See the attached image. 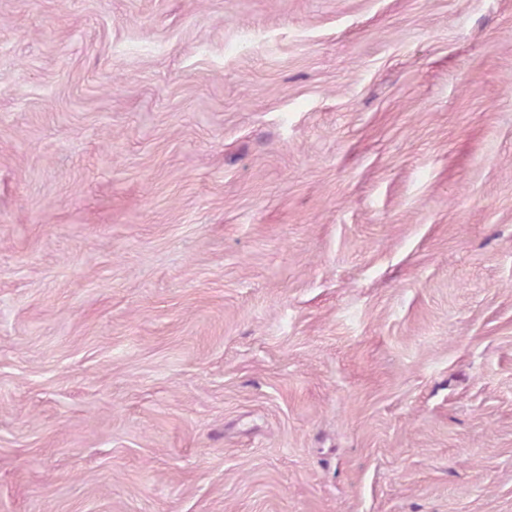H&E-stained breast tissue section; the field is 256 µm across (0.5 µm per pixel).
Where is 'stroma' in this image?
<instances>
[{
	"mask_svg": "<svg viewBox=\"0 0 512 512\" xmlns=\"http://www.w3.org/2000/svg\"><path fill=\"white\" fill-rule=\"evenodd\" d=\"M0 512H512V0H0Z\"/></svg>",
	"mask_w": 512,
	"mask_h": 512,
	"instance_id": "stroma-1",
	"label": "stroma"
}]
</instances>
